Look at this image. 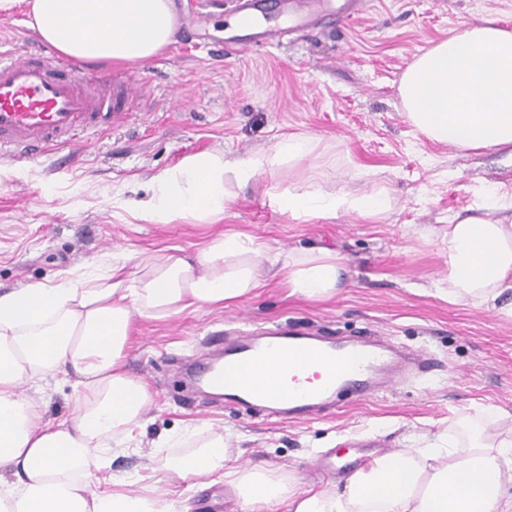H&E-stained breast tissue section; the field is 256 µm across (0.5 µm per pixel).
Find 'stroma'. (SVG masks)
<instances>
[{"instance_id":"1","label":"stroma","mask_w":512,"mask_h":512,"mask_svg":"<svg viewBox=\"0 0 512 512\" xmlns=\"http://www.w3.org/2000/svg\"><path fill=\"white\" fill-rule=\"evenodd\" d=\"M264 2L254 0L253 22L243 26L229 0H174L180 36L156 58L131 64L145 87L130 104L128 123L24 164L0 159L1 293L105 270L120 251L193 253L227 231L253 237L273 254L326 249L344 259V285L326 300L293 294L272 276L222 308L134 316L126 364L150 403L125 452L104 459L98 488L126 481L130 492H149L176 512L249 510L224 481L176 482L148 470L163 445L185 455L220 434L238 468L264 467L297 491L332 490L372 455L425 446L459 417L481 426L487 412H512V319L437 293L448 273L439 233L456 214L482 206L484 189L512 196V149L434 142L410 123L398 93L413 60L464 26L494 19L512 28V0H368L365 12L343 25L324 22L273 45L260 37L271 24ZM26 20L22 7L0 18V52L40 50ZM287 134L313 137L316 150L258 174L221 220L162 224L135 215L153 178L186 155L246 157ZM313 176L329 191L385 188L392 207L305 221L281 210L271 187H298ZM482 215L498 217L485 208ZM274 328L331 340L367 332L423 352L434 368L365 400L341 395L304 422L180 387L181 361ZM22 391L42 422L70 418L81 393L60 374ZM325 452L335 453L336 472L314 467Z\"/></svg>"}]
</instances>
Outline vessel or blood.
Instances as JSON below:
<instances>
[{
	"instance_id": "vessel-or-blood-1",
	"label": "vessel or blood",
	"mask_w": 512,
	"mask_h": 512,
	"mask_svg": "<svg viewBox=\"0 0 512 512\" xmlns=\"http://www.w3.org/2000/svg\"><path fill=\"white\" fill-rule=\"evenodd\" d=\"M364 0H284V24L264 39L308 29L319 21L342 23ZM138 90L131 74L76 71L53 53L0 56V157L32 160L70 146L76 133L111 128L126 118ZM421 353L402 354L379 336L327 341L312 334L270 331L237 337L224 348L221 367H199L196 382L223 391L226 401L288 420H309L333 406L342 390L359 398L395 384Z\"/></svg>"
}]
</instances>
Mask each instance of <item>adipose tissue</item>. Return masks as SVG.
Listing matches in <instances>:
<instances>
[{"mask_svg": "<svg viewBox=\"0 0 512 512\" xmlns=\"http://www.w3.org/2000/svg\"><path fill=\"white\" fill-rule=\"evenodd\" d=\"M26 6L28 25L44 43L77 62H144L175 42L172 0H0V16ZM411 123L429 139L455 148L512 145V30L489 21L468 26L419 55L399 88ZM310 137L285 136L270 151L243 158L200 152L153 180L137 215L155 223L220 219L234 187L314 152ZM294 216L340 211L380 214L385 189L368 194L326 190L319 181L276 194ZM447 285L452 304L512 319V220L470 214L449 224ZM135 285L125 257L113 258L97 284L64 280L0 294V512H168L157 499L124 489L93 492L99 450L120 452L129 428L150 401L146 386L124 368L134 315L164 318L197 306L221 307L264 287L278 270L293 292L310 299L336 294L346 267L335 254H269L263 243L227 232L187 254L138 259ZM71 374L84 389L73 421L35 425V404L20 392L36 377ZM501 438L477 432L459 441L439 436L421 448L373 459L335 491H293L265 468L237 469L223 436L185 457L157 459L179 479L217 476L243 505L284 512H512V413H494Z\"/></svg>", "mask_w": 512, "mask_h": 512, "instance_id": "adipose-tissue-1", "label": "adipose tissue"}]
</instances>
